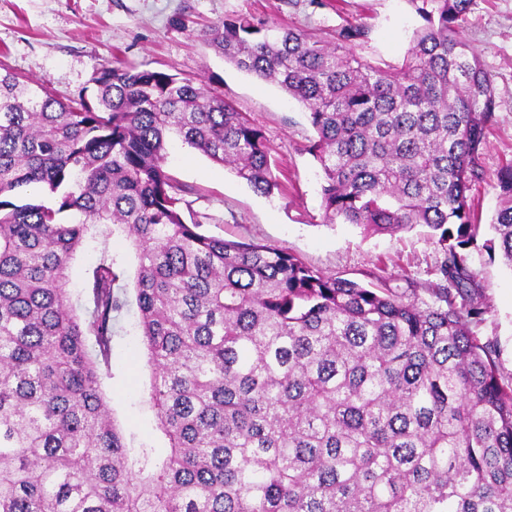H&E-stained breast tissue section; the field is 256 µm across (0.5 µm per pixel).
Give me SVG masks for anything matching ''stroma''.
Returning <instances> with one entry per match:
<instances>
[{"instance_id":"1","label":"stroma","mask_w":512,"mask_h":512,"mask_svg":"<svg viewBox=\"0 0 512 512\" xmlns=\"http://www.w3.org/2000/svg\"><path fill=\"white\" fill-rule=\"evenodd\" d=\"M246 15L298 28L334 42L347 25L365 35L354 52L373 64L398 65L423 20L411 0H0V65L28 81L46 82L67 100L93 96V69L118 60L145 69L204 81L247 113L272 147L279 187L254 192L228 168L171 141L167 169L184 188L205 234L282 249L327 274L369 284L380 275L388 287L424 290L443 258L424 226L396 234L364 233L353 224L322 221V171L307 146L314 136L306 109L277 85L224 62L206 44V32L225 18ZM460 39L492 78L495 120L486 131L484 176L472 187L480 229L467 249L487 306L470 331L495 346L503 377L512 376V268L484 243L500 202L496 173L512 162V0H472ZM129 304L115 325L111 374L103 380L111 415L127 445L165 452L148 403L151 368Z\"/></svg>"}]
</instances>
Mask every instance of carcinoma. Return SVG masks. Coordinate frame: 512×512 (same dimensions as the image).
<instances>
[{"mask_svg": "<svg viewBox=\"0 0 512 512\" xmlns=\"http://www.w3.org/2000/svg\"><path fill=\"white\" fill-rule=\"evenodd\" d=\"M410 2L425 24L397 66L359 58L356 26L328 45L237 17L207 41L308 110L325 223L429 229V302L186 223L173 139L278 187L264 132L203 81L104 60L96 104H65L0 73V512H512V380L470 333L487 307L464 254L492 79L458 37L471 0ZM497 182L488 248L512 268V163ZM116 232L163 457L127 446L101 387L128 305ZM97 259V252L92 245L86 246L73 261L70 269V289L72 291L73 303L78 307L82 299V284L86 273Z\"/></svg>", "mask_w": 512, "mask_h": 512, "instance_id": "1", "label": "carcinoma"}]
</instances>
